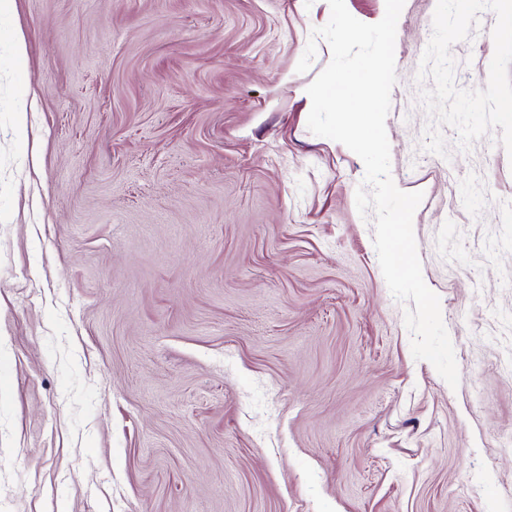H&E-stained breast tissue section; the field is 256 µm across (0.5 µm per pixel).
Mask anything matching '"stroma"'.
Here are the masks:
<instances>
[{"label": "stroma", "instance_id": "1", "mask_svg": "<svg viewBox=\"0 0 512 512\" xmlns=\"http://www.w3.org/2000/svg\"><path fill=\"white\" fill-rule=\"evenodd\" d=\"M327 0L0 15V512H512V19L405 0L391 177L458 388L307 127Z\"/></svg>", "mask_w": 512, "mask_h": 512}]
</instances>
